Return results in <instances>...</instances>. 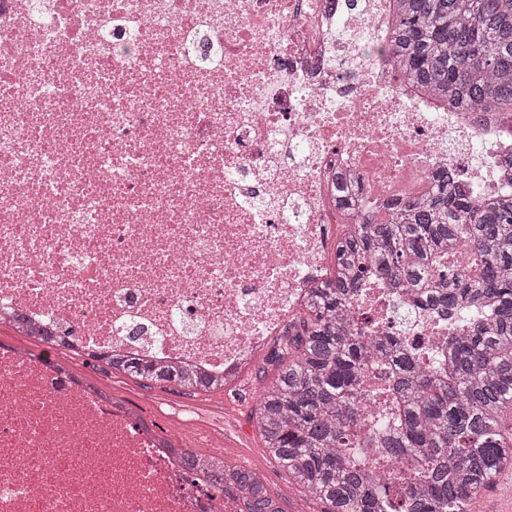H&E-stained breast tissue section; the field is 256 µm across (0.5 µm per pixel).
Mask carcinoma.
Wrapping results in <instances>:
<instances>
[{
    "instance_id": "1",
    "label": "carcinoma",
    "mask_w": 512,
    "mask_h": 512,
    "mask_svg": "<svg viewBox=\"0 0 512 512\" xmlns=\"http://www.w3.org/2000/svg\"><path fill=\"white\" fill-rule=\"evenodd\" d=\"M369 52L389 57L402 76L442 103L467 112L512 116V0H396L390 41ZM426 201L386 205L351 229L337 246V267L306 304L302 330L272 352L277 374L261 390L257 428L265 448L325 512H471L512 465V437L503 416L512 409V193L480 196L448 167ZM464 247L480 262L449 271L448 250ZM396 295L431 284L416 303L442 317L483 304L480 321L443 337L444 359L408 351L397 336H367L353 303L367 278ZM145 383L220 392L222 376L132 355L97 357ZM389 361L383 378L395 394L396 428L368 438L364 400L369 367ZM370 444L379 459L401 463L387 486L375 468L348 449ZM211 484L234 493L238 512H284L252 470L171 445Z\"/></svg>"
}]
</instances>
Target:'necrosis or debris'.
I'll return each mask as SVG.
<instances>
[{"mask_svg":"<svg viewBox=\"0 0 512 512\" xmlns=\"http://www.w3.org/2000/svg\"><path fill=\"white\" fill-rule=\"evenodd\" d=\"M393 0H0V319L88 355L237 381L329 276L352 217L423 197L442 165L512 190V136L447 110L365 46ZM376 335L436 351L447 324ZM0 512H237L158 430L29 348L0 347Z\"/></svg>","mask_w":512,"mask_h":512,"instance_id":"obj_1","label":"necrosis or debris"}]
</instances>
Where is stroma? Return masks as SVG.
<instances>
[{
  "label": "stroma",
  "mask_w": 512,
  "mask_h": 512,
  "mask_svg": "<svg viewBox=\"0 0 512 512\" xmlns=\"http://www.w3.org/2000/svg\"><path fill=\"white\" fill-rule=\"evenodd\" d=\"M283 339L280 333L272 336L266 352L234 387L211 393L163 383L147 388L140 380L114 372L102 363H88L59 349L53 352L52 358L69 365L92 382L112 389L115 397L127 402L135 404L141 394H151L156 400L150 409L151 416L164 429L182 438H193L197 427L202 424L223 431L225 461L250 467L260 474L271 490L286 492L288 499L282 504L284 512H324V503L310 498L304 489L292 484L287 470L269 456L255 428L256 386L262 379L274 376L270 353L279 349Z\"/></svg>",
  "instance_id": "stroma-1"
}]
</instances>
